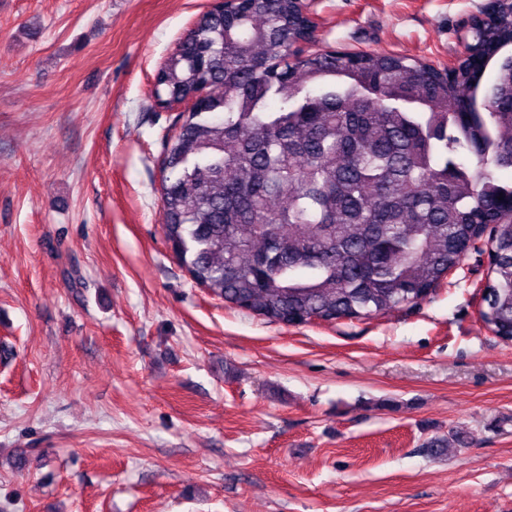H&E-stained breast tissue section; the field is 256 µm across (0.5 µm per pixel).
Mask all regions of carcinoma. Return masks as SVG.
<instances>
[{
    "label": "carcinoma",
    "instance_id": "obj_1",
    "mask_svg": "<svg viewBox=\"0 0 512 512\" xmlns=\"http://www.w3.org/2000/svg\"><path fill=\"white\" fill-rule=\"evenodd\" d=\"M316 29L304 0H230L156 70V106H185L161 162L175 257L225 304L302 325L415 310L484 246L480 319L512 343V0L471 19L481 71L303 52Z\"/></svg>",
    "mask_w": 512,
    "mask_h": 512
}]
</instances>
